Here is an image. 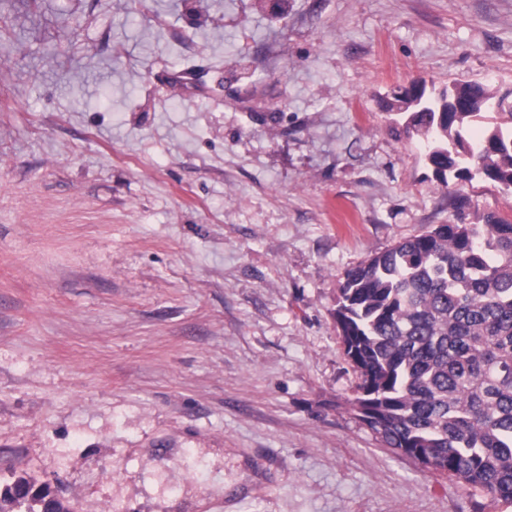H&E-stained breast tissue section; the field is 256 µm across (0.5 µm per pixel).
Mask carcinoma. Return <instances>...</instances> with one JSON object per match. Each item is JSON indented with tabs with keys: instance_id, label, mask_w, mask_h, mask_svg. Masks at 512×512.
<instances>
[{
	"instance_id": "obj_1",
	"label": "carcinoma",
	"mask_w": 512,
	"mask_h": 512,
	"mask_svg": "<svg viewBox=\"0 0 512 512\" xmlns=\"http://www.w3.org/2000/svg\"><path fill=\"white\" fill-rule=\"evenodd\" d=\"M481 111L440 112L428 98L406 106L403 130L426 147L435 173L481 169L512 190V128L496 123L489 148L468 161L453 151ZM439 224L347 270L333 317L358 373L352 405L380 442L480 495L484 507L512 506V221L489 215ZM26 492L40 512H65L24 479L0 492L15 512Z\"/></svg>"
}]
</instances>
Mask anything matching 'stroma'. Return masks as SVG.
<instances>
[{
  "label": "stroma",
  "mask_w": 512,
  "mask_h": 512,
  "mask_svg": "<svg viewBox=\"0 0 512 512\" xmlns=\"http://www.w3.org/2000/svg\"><path fill=\"white\" fill-rule=\"evenodd\" d=\"M414 79L512 96V0H0V490L68 512H482L349 401L344 272L512 192ZM430 98H436L435 95H427ZM426 99L419 104L406 106V118L403 124V130L407 137L417 136L423 143L425 158L434 168L435 173L447 182L446 172H454L457 177L469 178V165L476 170H483L491 181L499 184L506 190H512V112H507L506 123L510 124V129H504L502 123H496L490 126L482 137L489 143L490 148H485L486 152L480 159L468 161L460 157V152H454L449 146L450 140L462 148V138L468 137V127L476 118L481 116L482 111L479 108L475 112H458L456 99L448 100V109L442 108L438 112V103L432 99ZM409 111V112H408ZM506 145L502 148L500 141ZM21 492H28L29 496L20 500ZM31 497V501L39 504L41 507L40 512H68L63 510L60 502L50 495V492L45 489H38L32 491V486L24 479L17 480L12 486L6 487L0 492V511L1 512H35L30 505L29 510H13L15 507H22L25 501ZM3 503V504H2ZM9 507L11 510H5Z\"/></svg>",
  "instance_id": "obj_1"
}]
</instances>
